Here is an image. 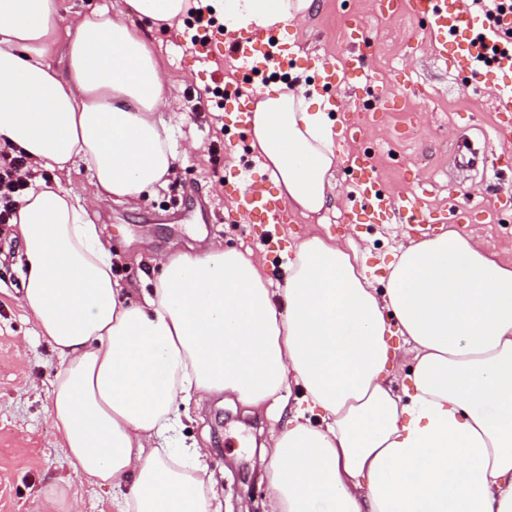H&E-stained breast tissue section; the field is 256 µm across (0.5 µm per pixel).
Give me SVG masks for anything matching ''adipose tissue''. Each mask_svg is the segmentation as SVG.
<instances>
[{"label":"adipose tissue","instance_id":"ef3b65f1","mask_svg":"<svg viewBox=\"0 0 512 512\" xmlns=\"http://www.w3.org/2000/svg\"><path fill=\"white\" fill-rule=\"evenodd\" d=\"M312 6L220 3L226 26L283 36ZM174 103L123 12L0 0V148L34 167L12 218L21 305L59 361L48 413L72 474L110 489L116 512H220L202 448L172 445L181 408L213 394L274 406L296 385L263 446L268 512H512V263L448 230L403 247L378 289L353 239L310 235L280 291L214 246L161 258L132 301L89 211L176 177ZM332 109L279 82L251 105V146L303 215L335 190ZM80 163L89 200L64 184Z\"/></svg>","mask_w":512,"mask_h":512}]
</instances>
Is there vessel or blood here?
<instances>
[{
	"instance_id": "b4317fda",
	"label": "vessel or blood",
	"mask_w": 512,
	"mask_h": 512,
	"mask_svg": "<svg viewBox=\"0 0 512 512\" xmlns=\"http://www.w3.org/2000/svg\"><path fill=\"white\" fill-rule=\"evenodd\" d=\"M414 10L430 22L435 54L450 66L473 72V51L469 39L477 22L471 16L461 13L455 0H414ZM273 37L264 30L256 29L238 36L224 39L227 47L233 48L244 70L257 67L259 60L270 49ZM498 71L504 80L494 86V98L500 115L505 116L504 124L496 128L499 140H512V59L501 60ZM354 175L355 194L358 206L352 207L347 215L351 224H388L394 220L415 225L420 234H428L433 223L448 221L447 211H433L425 208L418 195L394 200L385 192L375 175V167L367 154L356 153L350 157ZM237 208L254 224H276L280 221L282 203L268 188L253 183L243 195L236 199Z\"/></svg>"
}]
</instances>
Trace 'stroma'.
<instances>
[{"label":"stroma","instance_id":"35a3bbf8","mask_svg":"<svg viewBox=\"0 0 512 512\" xmlns=\"http://www.w3.org/2000/svg\"><path fill=\"white\" fill-rule=\"evenodd\" d=\"M60 6L126 13L162 62L178 109L186 114L174 124L177 177L137 206L111 203L92 216L112 242L113 273L121 284L141 287L163 255L219 244L264 263L280 288L290 245L311 234L352 237L368 250V266L390 261L417 234L409 224L347 223L353 151L371 156L392 195L414 192L428 208L464 210L456 231L478 234L487 253L512 262V164L493 176L472 160L476 153L512 157V142L495 136L500 117L490 87L500 75L488 73L479 86L467 73L448 68L430 47L428 20L414 13L410 0L390 18L375 16L373 0H315L295 28V62L287 74L300 90L320 85V61L340 65L360 57L364 72L327 90L339 105L330 115L341 150L335 198L316 215L288 212L269 247L260 241L259 225L242 221L225 191L226 183L250 184L267 174L248 131L207 103L209 90L223 78L213 57L186 52V29L140 20L134 0H60ZM354 20L365 26L367 51L351 41ZM19 256L15 226L0 224V512H38L43 490L71 476L46 411L58 359L20 305L25 267ZM288 416L285 409L251 413L220 395L190 405L178 433L207 449L212 491L223 512H266L258 446L281 431Z\"/></svg>","mask_w":512,"mask_h":512}]
</instances>
